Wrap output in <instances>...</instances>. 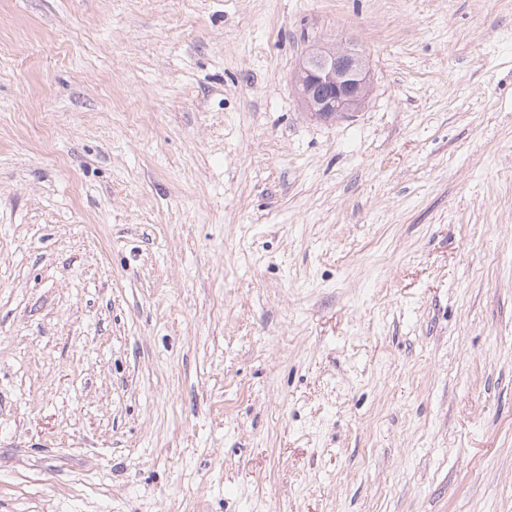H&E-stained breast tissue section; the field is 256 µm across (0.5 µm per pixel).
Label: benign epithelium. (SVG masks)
Here are the masks:
<instances>
[{"mask_svg": "<svg viewBox=\"0 0 512 512\" xmlns=\"http://www.w3.org/2000/svg\"><path fill=\"white\" fill-rule=\"evenodd\" d=\"M298 85L305 88L300 101L306 111L333 119L357 111L367 99L371 71L364 57L346 45L319 47L299 63Z\"/></svg>", "mask_w": 512, "mask_h": 512, "instance_id": "obj_1", "label": "benign epithelium"}]
</instances>
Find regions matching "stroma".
<instances>
[{
  "instance_id": "stroma-1",
  "label": "stroma",
  "mask_w": 512,
  "mask_h": 512,
  "mask_svg": "<svg viewBox=\"0 0 512 512\" xmlns=\"http://www.w3.org/2000/svg\"><path fill=\"white\" fill-rule=\"evenodd\" d=\"M0 512H512V0H0ZM295 76L305 88L300 96L303 107L326 120L357 111L371 82L367 61L346 45L313 49L299 63Z\"/></svg>"
}]
</instances>
